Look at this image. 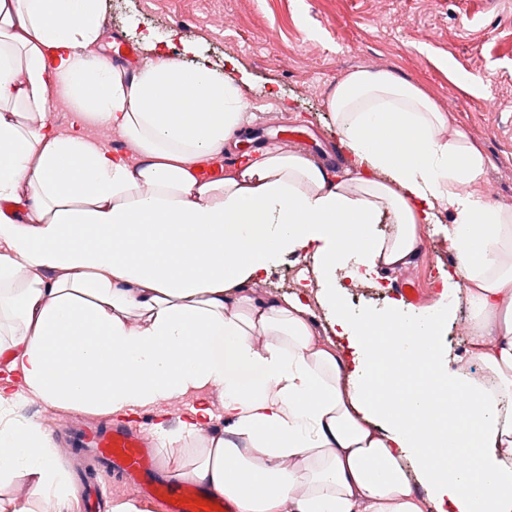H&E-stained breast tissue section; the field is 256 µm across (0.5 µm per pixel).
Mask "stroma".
<instances>
[{
  "label": "stroma",
  "instance_id": "stroma-1",
  "mask_svg": "<svg viewBox=\"0 0 512 512\" xmlns=\"http://www.w3.org/2000/svg\"><path fill=\"white\" fill-rule=\"evenodd\" d=\"M102 26L113 45L132 46L141 57L142 35L176 29L191 45L173 43L172 58L234 60L247 75L241 153L269 145L317 158L342 153L327 109L332 87L357 67L389 70L440 109L458 102L453 124L487 161L476 193L492 187L500 204L512 206V0H103ZM20 412L52 432L56 446H70L63 462L74 484L90 477L107 501L131 497L72 440L76 427L98 426L100 418L27 394Z\"/></svg>",
  "mask_w": 512,
  "mask_h": 512
}]
</instances>
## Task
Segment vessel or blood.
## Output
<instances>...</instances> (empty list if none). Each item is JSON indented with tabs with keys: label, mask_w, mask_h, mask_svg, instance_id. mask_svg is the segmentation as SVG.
Returning a JSON list of instances; mask_svg holds the SVG:
<instances>
[{
	"label": "vessel or blood",
	"mask_w": 512,
	"mask_h": 512,
	"mask_svg": "<svg viewBox=\"0 0 512 512\" xmlns=\"http://www.w3.org/2000/svg\"><path fill=\"white\" fill-rule=\"evenodd\" d=\"M102 466L145 497L158 501L165 512H205V491L181 478L159 476L151 440L124 425L115 424L91 437Z\"/></svg>",
	"instance_id": "b4317fda"
}]
</instances>
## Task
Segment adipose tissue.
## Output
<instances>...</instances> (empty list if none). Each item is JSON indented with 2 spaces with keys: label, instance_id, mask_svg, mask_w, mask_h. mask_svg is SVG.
Returning <instances> with one entry per match:
<instances>
[{
  "label": "adipose tissue",
  "instance_id": "ef3b65f1",
  "mask_svg": "<svg viewBox=\"0 0 512 512\" xmlns=\"http://www.w3.org/2000/svg\"><path fill=\"white\" fill-rule=\"evenodd\" d=\"M102 2L0 0V481L27 476L48 512L74 495L20 393L112 421L191 396L162 433L191 453L170 473L233 512H512V207L472 193L480 148L417 86L358 69L328 98L344 172L266 146L201 179L246 132L241 77L159 48L139 68L98 53ZM58 98L124 150L57 130ZM447 213L456 261L433 303L411 320L400 298L349 317L337 278L380 285ZM346 224L363 243L342 251ZM308 252L314 301L254 295L280 257ZM462 299L466 360L441 343ZM399 364L431 377L421 396L381 397ZM210 392L226 426L206 436ZM455 398L466 412L445 418L447 437L478 427L460 469L421 427ZM194 403V398H174L161 403L164 410V427L167 431L176 430L184 419L188 407Z\"/></svg>",
  "mask_w": 512,
  "mask_h": 512
}]
</instances>
